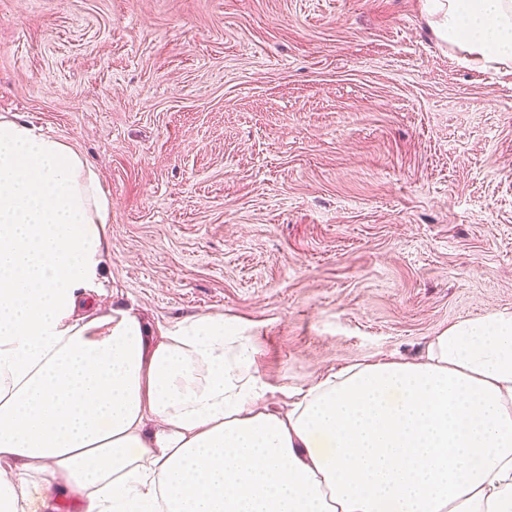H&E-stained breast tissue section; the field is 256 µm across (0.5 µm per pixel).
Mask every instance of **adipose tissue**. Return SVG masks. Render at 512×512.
<instances>
[{
	"label": "adipose tissue",
	"instance_id": "1",
	"mask_svg": "<svg viewBox=\"0 0 512 512\" xmlns=\"http://www.w3.org/2000/svg\"><path fill=\"white\" fill-rule=\"evenodd\" d=\"M424 9L464 65L512 67V0ZM109 216L80 156L0 116V512H512V311L282 412L223 316L151 343L101 302Z\"/></svg>",
	"mask_w": 512,
	"mask_h": 512
}]
</instances>
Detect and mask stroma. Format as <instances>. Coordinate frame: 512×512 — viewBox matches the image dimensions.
I'll list each match as a JSON object with an SVG mask.
<instances>
[{
	"label": "stroma",
	"mask_w": 512,
	"mask_h": 512,
	"mask_svg": "<svg viewBox=\"0 0 512 512\" xmlns=\"http://www.w3.org/2000/svg\"><path fill=\"white\" fill-rule=\"evenodd\" d=\"M111 203L104 303L223 315L286 403L512 311V73L424 0H0V115Z\"/></svg>",
	"instance_id": "1"
}]
</instances>
